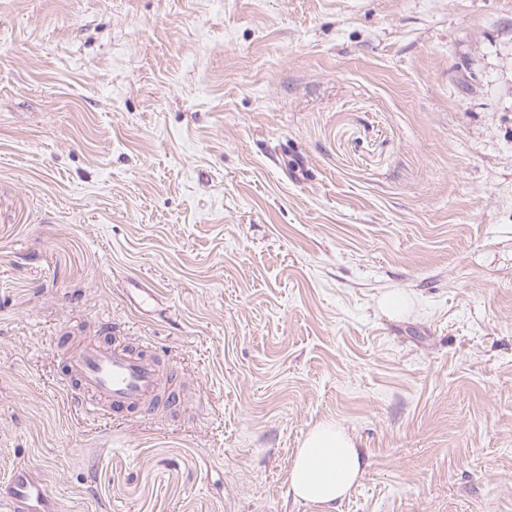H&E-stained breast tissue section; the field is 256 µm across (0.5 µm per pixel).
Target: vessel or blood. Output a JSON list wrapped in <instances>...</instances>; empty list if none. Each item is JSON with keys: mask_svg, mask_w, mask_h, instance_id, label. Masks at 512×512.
<instances>
[{"mask_svg": "<svg viewBox=\"0 0 512 512\" xmlns=\"http://www.w3.org/2000/svg\"><path fill=\"white\" fill-rule=\"evenodd\" d=\"M64 362V388L86 417L139 416L179 401L176 384L165 376L150 342L84 336L68 342ZM51 498L47 483L28 467L15 469L0 484V512H39Z\"/></svg>", "mask_w": 512, "mask_h": 512, "instance_id": "1", "label": "vessel or blood"}]
</instances>
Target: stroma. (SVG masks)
<instances>
[{
	"instance_id": "35a3bbf8",
	"label": "stroma",
	"mask_w": 512,
	"mask_h": 512,
	"mask_svg": "<svg viewBox=\"0 0 512 512\" xmlns=\"http://www.w3.org/2000/svg\"><path fill=\"white\" fill-rule=\"evenodd\" d=\"M107 321L177 406H71ZM336 421L338 512H512V0H0V483L316 512ZM365 465L363 453L343 425L319 423L298 448L288 494L314 505L319 512H335L359 482Z\"/></svg>"
}]
</instances>
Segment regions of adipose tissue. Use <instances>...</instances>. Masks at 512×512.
<instances>
[{"mask_svg": "<svg viewBox=\"0 0 512 512\" xmlns=\"http://www.w3.org/2000/svg\"><path fill=\"white\" fill-rule=\"evenodd\" d=\"M364 469V456L346 428L337 422L320 423L307 433L297 451L288 491L318 512H336Z\"/></svg>", "mask_w": 512, "mask_h": 512, "instance_id": "1", "label": "adipose tissue"}]
</instances>
